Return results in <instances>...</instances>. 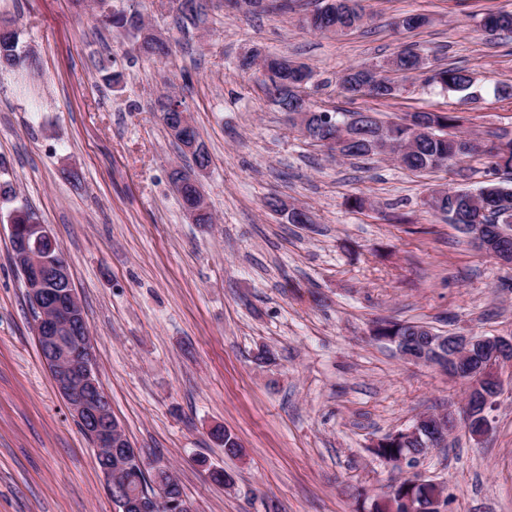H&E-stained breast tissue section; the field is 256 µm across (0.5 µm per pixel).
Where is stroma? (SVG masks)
<instances>
[{
  "mask_svg": "<svg viewBox=\"0 0 512 512\" xmlns=\"http://www.w3.org/2000/svg\"><path fill=\"white\" fill-rule=\"evenodd\" d=\"M319 5L244 14L213 0L198 29L176 27L158 0H0L27 54L0 71V181L49 225L70 264L113 416L132 447L169 464L195 512H358V491L379 494L414 473L448 486L449 512H512L510 366L482 440L457 423L414 470L369 451L422 414L459 412L467 389L374 340L380 319L512 335V269L425 205L441 185L479 188L488 158L468 159L460 174L332 158L244 65L257 53L307 65L321 106L384 120L454 112L486 137L512 131V100L493 94L512 85V33L477 25L512 0H363L367 23L338 34L305 25ZM114 12L143 16L168 55L96 25ZM413 14L427 24L396 28ZM404 45L429 68H467L482 100L462 104L419 76L394 99L343 97L345 69ZM165 93L210 153L201 183L214 223H192L170 181L189 161L157 110ZM353 196L368 206L351 209ZM270 197L304 206L311 223H288ZM25 293L0 208V512H114L95 450L40 355ZM264 346L276 363L256 364ZM217 426L240 456L211 437ZM214 469L233 486L215 483Z\"/></svg>",
  "mask_w": 512,
  "mask_h": 512,
  "instance_id": "obj_1",
  "label": "stroma"
}]
</instances>
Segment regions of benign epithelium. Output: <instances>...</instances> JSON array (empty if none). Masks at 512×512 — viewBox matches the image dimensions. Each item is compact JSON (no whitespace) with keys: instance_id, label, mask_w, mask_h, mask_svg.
Here are the masks:
<instances>
[{"instance_id":"7a95c632","label":"benign epithelium","mask_w":512,"mask_h":512,"mask_svg":"<svg viewBox=\"0 0 512 512\" xmlns=\"http://www.w3.org/2000/svg\"><path fill=\"white\" fill-rule=\"evenodd\" d=\"M169 112L179 113V123L171 133L182 140L185 152L192 153L198 143L191 136L192 124L188 113L173 99L165 102ZM300 129H306L311 118L305 96L285 109ZM470 239L479 250L491 252L489 236L483 224H471ZM12 254L21 270L29 306L37 313L36 337L55 388L65 400L75 421L83 428L98 449L103 464L99 472L104 488L114 505V512H136L142 508L139 497L120 489L124 473L137 468L159 477L165 468L129 450L119 422L112 416L110 400L102 389L93 357V341L88 329L78 331L75 320L83 310L75 290L60 292L48 284L71 281L69 263L61 256L46 224H10ZM427 349L441 353L449 347L448 369L455 378L467 382L469 390L463 405L467 420H472V401H479L478 421L471 428L480 438L490 429V412L501 393V369L512 363V337L475 336L473 334L436 333L429 331ZM453 419L447 414L438 417L421 416L409 428L394 437L402 441H419L427 437L426 446L434 448L448 437ZM159 512H194L186 499L170 501L153 498Z\"/></svg>"}]
</instances>
